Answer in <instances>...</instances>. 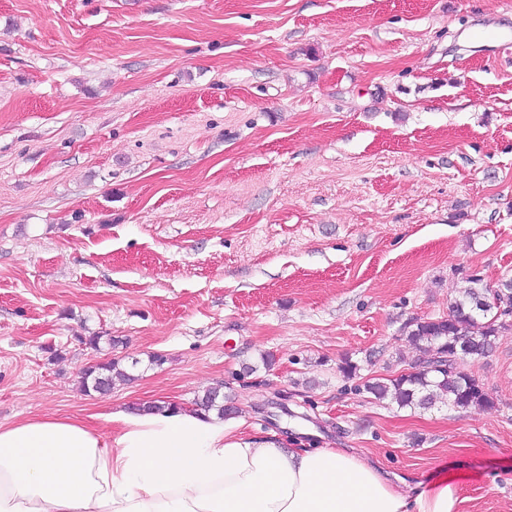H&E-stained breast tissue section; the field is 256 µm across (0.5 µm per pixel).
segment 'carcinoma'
Listing matches in <instances>:
<instances>
[{"instance_id":"carcinoma-1","label":"carcinoma","mask_w":512,"mask_h":512,"mask_svg":"<svg viewBox=\"0 0 512 512\" xmlns=\"http://www.w3.org/2000/svg\"><path fill=\"white\" fill-rule=\"evenodd\" d=\"M465 283L450 302L448 316L416 318L405 323L406 339L417 351L412 370L385 382L367 380L363 383L366 392L401 408H428L439 401L462 410L491 405L480 382L464 370V364L469 359L488 356L496 347L499 334L511 329L512 324L497 315V308L486 305L491 288L484 285L481 277L471 275ZM80 342L95 351L112 348V337L103 332L82 337ZM461 343L467 344L462 355L455 352ZM115 377L133 380L120 361L108 359L81 371V388L86 393L105 394L111 390ZM196 405L201 410H215L223 417L232 412L218 388L207 391Z\"/></svg>"}]
</instances>
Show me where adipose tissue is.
<instances>
[{
	"label": "adipose tissue",
	"instance_id": "1",
	"mask_svg": "<svg viewBox=\"0 0 512 512\" xmlns=\"http://www.w3.org/2000/svg\"><path fill=\"white\" fill-rule=\"evenodd\" d=\"M104 419L107 434L72 416L0 426V512H456L451 478L404 492L357 455L284 448L175 402Z\"/></svg>",
	"mask_w": 512,
	"mask_h": 512
}]
</instances>
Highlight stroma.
I'll return each mask as SVG.
<instances>
[{"label":"stroma","mask_w":512,"mask_h":512,"mask_svg":"<svg viewBox=\"0 0 512 512\" xmlns=\"http://www.w3.org/2000/svg\"><path fill=\"white\" fill-rule=\"evenodd\" d=\"M500 34L512 0H0V425L219 386L246 434L512 512V330L465 364L489 407L361 389L466 277L512 278ZM101 331L135 375L104 396ZM81 388L84 392H95L105 394L112 388L114 377H119L127 381L134 379L116 359H108L98 364L84 368L80 372Z\"/></svg>","instance_id":"stroma-1"}]
</instances>
